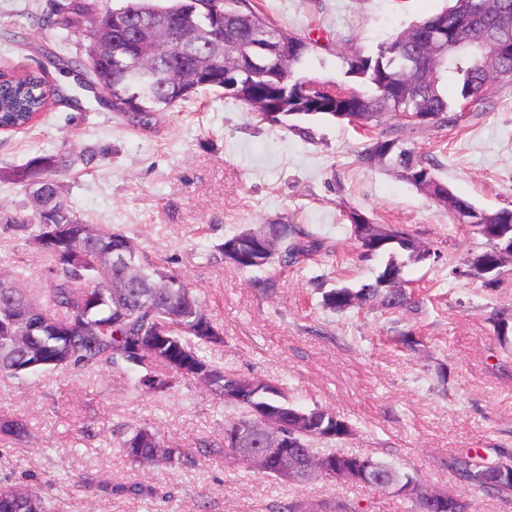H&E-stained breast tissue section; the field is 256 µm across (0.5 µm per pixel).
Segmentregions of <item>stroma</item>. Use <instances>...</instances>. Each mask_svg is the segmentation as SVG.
Listing matches in <instances>:
<instances>
[{"instance_id": "35a3bbf8", "label": "stroma", "mask_w": 512, "mask_h": 512, "mask_svg": "<svg viewBox=\"0 0 512 512\" xmlns=\"http://www.w3.org/2000/svg\"><path fill=\"white\" fill-rule=\"evenodd\" d=\"M278 28L317 39L299 70L308 81L343 87V55L371 53L388 36L440 11L445 0H250ZM50 0H0V70L23 72L53 55L86 61L87 36L45 28ZM65 101L28 129L0 133V170L55 157L64 199L89 223L126 235L180 275L224 331L214 361L242 376L277 380L297 406L336 412L354 429L330 450L370 454L422 483L456 488L451 455L475 451L495 461L512 448V333L498 336L489 315L512 310V265L497 287L455 280L449 265L482 252L484 240L450 224L432 200L393 173L362 165L373 128L315 117L304 131L260 120L220 93L156 113L134 125L99 108L74 76L49 70ZM477 115L445 131L402 125L408 145L435 156L459 196L487 209L512 208V84L492 88ZM0 270L27 268L45 285L43 261L23 218L24 183L0 180ZM402 224L440 251L439 262L409 263L408 287L428 297L393 315L371 307L324 310L314 278L373 280L385 257L359 258L347 216ZM301 224L343 249V263L269 268L279 288H251V273L224 264L225 236L254 224ZM412 332L409 350L398 336ZM136 371L97 375L68 369L0 377V414L28 416L29 442H0V486L39 489L50 512H273L290 502L348 501L367 512H406L400 497L332 480L277 484L242 463L208 455L197 443L219 437L227 408L196 382L161 394L127 388ZM161 422L189 461L131 465L119 448L127 432Z\"/></svg>"}]
</instances>
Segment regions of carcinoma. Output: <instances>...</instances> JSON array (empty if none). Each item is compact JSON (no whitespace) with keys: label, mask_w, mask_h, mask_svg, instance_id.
<instances>
[{"label":"carcinoma","mask_w":512,"mask_h":512,"mask_svg":"<svg viewBox=\"0 0 512 512\" xmlns=\"http://www.w3.org/2000/svg\"><path fill=\"white\" fill-rule=\"evenodd\" d=\"M475 0H450L440 13L394 34L368 55L343 57L344 76L353 88L348 98L312 101L306 82L296 69L313 50L312 40L277 28L256 12L250 0H127L117 8L101 10L97 0H68L44 15L43 25L68 33H87L89 67L83 84L102 93L101 102L111 112L146 127L154 113L168 111L202 92L224 90L257 110V116L275 123L323 117L341 122L359 121L383 125L388 115L417 117L414 124L439 130L460 125L471 104L482 102L489 89L512 82V53L499 57H454L440 69L428 65L426 42L431 30L449 39L466 28ZM484 33L499 35L497 16L512 17V0H496ZM276 45L271 54L246 59L241 48L255 39ZM46 66L15 73L0 72V129L23 130L48 111L59 89L46 79ZM461 97L448 99V85ZM369 167L398 172L416 189L432 184L428 197L448 214L452 224L468 223L467 231L486 241L483 256L495 248L512 245V209L485 210L457 195L439 175L440 161L407 146L400 129L380 130L358 155ZM56 161L49 156L30 160L15 172L0 170V178L37 181L28 199L33 217L5 223L34 225L32 239L44 258L46 287L36 292L27 287L23 269L0 273V375L19 377L51 373L65 368L145 367L157 365L133 382L145 394L163 393L181 381H190L205 370L212 375L210 391L219 402L237 411L224 421V431L250 435L253 448L266 449L262 419L256 411L273 410L280 431L292 434L296 418L303 432L293 440V451L319 452L317 445L352 434L351 426L336 413L303 409L288 400L285 388L271 380L258 382L255 396L224 399V391L239 386L246 377L216 365L207 351L224 345V333L209 322L197 326L202 306L192 288L178 275L136 249L139 287L125 298L112 296V285L122 286L125 272L106 267L103 258L113 247L132 240L120 233L104 232L87 223L67 205L59 182L52 178ZM349 240L365 259L387 255L389 259L370 282L336 283L322 291V305L336 314L377 305L391 314L418 309L422 301L405 287L402 271L407 261L422 263L425 249L403 227L379 224L358 211L348 215ZM499 239L492 238V235ZM219 251L224 262L242 271L269 267L291 268L335 253V248L299 224H258L224 238ZM497 334L507 332L512 310L496 309L490 316ZM22 328L31 336L29 349L14 346L12 336ZM31 434L23 416L0 414V440L23 442ZM207 453L236 458L238 452L226 437L203 440ZM121 448L134 464L183 463L185 451L168 445L158 427H138L126 436ZM336 465L353 470V481L375 490L407 489L419 479L396 465L372 455L327 451ZM448 467L470 489L496 497L512 495L509 479H487L488 462L478 453L459 452ZM0 512H47L39 492L28 487H0ZM281 512H359L349 504L293 503Z\"/></svg>","instance_id":"cac0c4a2"}]
</instances>
